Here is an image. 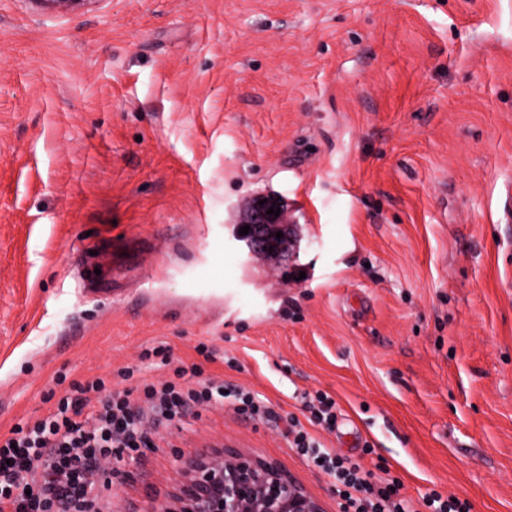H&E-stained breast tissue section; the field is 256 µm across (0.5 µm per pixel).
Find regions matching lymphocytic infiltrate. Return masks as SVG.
<instances>
[{"label": "lymphocytic infiltrate", "mask_w": 512, "mask_h": 512, "mask_svg": "<svg viewBox=\"0 0 512 512\" xmlns=\"http://www.w3.org/2000/svg\"><path fill=\"white\" fill-rule=\"evenodd\" d=\"M140 388L107 390L104 380L72 383L60 397L45 395L46 413L0 436V512H101L110 490L93 480L101 464L136 459L160 428L195 408L232 406L236 414L271 421L272 403L246 388L209 378L186 380L185 368ZM286 439L328 475L342 512H472L466 500L438 491L421 502L401 495L396 479H375L358 459L336 453L290 417Z\"/></svg>", "instance_id": "obj_1"}]
</instances>
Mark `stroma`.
<instances>
[{"label":"stroma","mask_w":512,"mask_h":512,"mask_svg":"<svg viewBox=\"0 0 512 512\" xmlns=\"http://www.w3.org/2000/svg\"><path fill=\"white\" fill-rule=\"evenodd\" d=\"M508 184L512 0H0V434L66 383L154 380L165 345L279 418L193 409L118 463L109 512H155L217 442L336 512L292 415L412 500L512 512ZM270 194L268 266L233 233ZM41 12L66 14L82 9H88L102 0H30ZM317 402V404L314 403ZM304 408L311 414V421L334 431L338 420L336 401L326 393L316 392L315 399L305 402Z\"/></svg>","instance_id":"stroma-1"}]
</instances>
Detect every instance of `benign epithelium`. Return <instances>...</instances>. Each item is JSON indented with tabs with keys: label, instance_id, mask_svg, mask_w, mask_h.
Here are the masks:
<instances>
[{
	"label": "benign epithelium",
	"instance_id": "7a95c632",
	"mask_svg": "<svg viewBox=\"0 0 512 512\" xmlns=\"http://www.w3.org/2000/svg\"><path fill=\"white\" fill-rule=\"evenodd\" d=\"M40 11L66 14L88 9L104 0H30ZM283 198L254 202L244 224L248 257L278 253L273 230L286 223ZM280 214L268 215L270 208ZM159 512H326L323 502L310 494L279 461L262 458L223 444L199 451L180 468L179 479Z\"/></svg>",
	"mask_w": 512,
	"mask_h": 512
}]
</instances>
